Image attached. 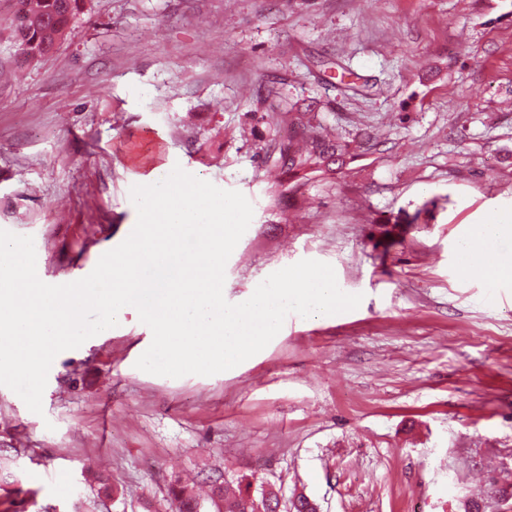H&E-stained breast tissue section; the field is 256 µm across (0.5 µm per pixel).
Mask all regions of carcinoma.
Here are the masks:
<instances>
[{"instance_id": "carcinoma-1", "label": "carcinoma", "mask_w": 512, "mask_h": 512, "mask_svg": "<svg viewBox=\"0 0 512 512\" xmlns=\"http://www.w3.org/2000/svg\"><path fill=\"white\" fill-rule=\"evenodd\" d=\"M82 0H19L20 11L12 21L22 54L29 57L50 52L64 38L70 23L81 9ZM316 113L311 105H294L288 110V137L275 138L264 151L262 162L276 173L288 174L293 188L298 189L312 175H334L347 162L359 156V151L371 147L369 133L359 134L352 145L315 123ZM252 483L246 478L238 481L237 491L231 492L222 483H214L209 498L221 503L217 512H277L279 497L273 491H261L260 497L251 492ZM169 493L176 503V512H200L201 501L176 477Z\"/></svg>"}]
</instances>
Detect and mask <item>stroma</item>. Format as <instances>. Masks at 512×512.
<instances>
[{"label":"stroma","instance_id":"35a3bbf8","mask_svg":"<svg viewBox=\"0 0 512 512\" xmlns=\"http://www.w3.org/2000/svg\"><path fill=\"white\" fill-rule=\"evenodd\" d=\"M14 11L0 0V229L33 237L43 282L130 235L158 160L253 206L228 302L303 259L363 300L180 378L136 368L152 332L128 309L56 356L42 414L0 386V512H173L178 475L320 512H512V284L456 262L471 225L512 217V0H84L29 60ZM269 89L374 142L288 208L259 158Z\"/></svg>","mask_w":512,"mask_h":512}]
</instances>
